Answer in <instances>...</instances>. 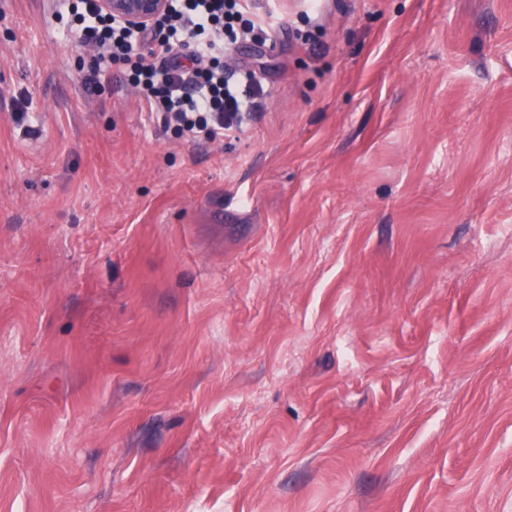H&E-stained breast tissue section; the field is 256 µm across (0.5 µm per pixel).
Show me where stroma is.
<instances>
[{
    "label": "stroma",
    "mask_w": 512,
    "mask_h": 512,
    "mask_svg": "<svg viewBox=\"0 0 512 512\" xmlns=\"http://www.w3.org/2000/svg\"><path fill=\"white\" fill-rule=\"evenodd\" d=\"M190 142L0 0V512H512V0H278Z\"/></svg>",
    "instance_id": "stroma-1"
}]
</instances>
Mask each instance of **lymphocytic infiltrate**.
<instances>
[{
  "label": "lymphocytic infiltrate",
  "instance_id": "1",
  "mask_svg": "<svg viewBox=\"0 0 512 512\" xmlns=\"http://www.w3.org/2000/svg\"><path fill=\"white\" fill-rule=\"evenodd\" d=\"M80 2L78 35L101 51L85 83L101 87L112 79V64H130L141 103L191 141L240 131L241 113L256 109L252 74L224 71L227 46L271 32V23L254 17L252 0H169L166 14L148 28L106 18L95 0Z\"/></svg>",
  "mask_w": 512,
  "mask_h": 512
}]
</instances>
